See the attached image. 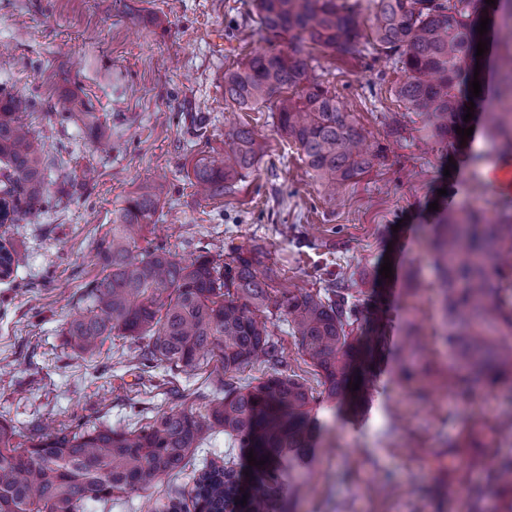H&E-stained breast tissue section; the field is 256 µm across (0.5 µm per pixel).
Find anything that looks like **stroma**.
Returning <instances> with one entry per match:
<instances>
[{"mask_svg":"<svg viewBox=\"0 0 512 512\" xmlns=\"http://www.w3.org/2000/svg\"><path fill=\"white\" fill-rule=\"evenodd\" d=\"M285 46L259 30L252 0H0V85L38 99L27 122L49 133L50 189L65 175L78 182L38 218L0 227L24 257L11 278L0 279V415L20 430L35 418L53 432L81 420L120 428L130 426L131 407L153 414L174 406L171 389L206 390L209 368L142 369L138 345L128 339L106 338L91 358L64 346L67 322L85 312L86 287L101 274L95 248L115 210L158 180L164 231L140 247L159 241L178 259L229 243L255 247L277 289L300 281L320 288L327 273L343 270L382 302L393 344L410 321L427 339L432 362L416 365L411 380L400 379L395 357H385L365 421L330 422L294 512H469L467 488L486 484L493 466L512 460V436L495 429L512 414V379L474 397L449 387L430 241L448 209L491 216L503 207L508 197L495 192L488 174L512 166V150L488 139L477 116L463 143L426 138L424 116L394 94L404 74L393 60L368 44L351 58L308 42L316 74L381 151L341 202L329 204L269 109L243 112L224 101L225 70ZM511 71L512 49L489 32L485 96L498 99ZM71 92L103 116L111 150H97L82 123H59ZM232 125L254 129L259 161L233 193L200 199L192 168L201 158H223ZM393 125L398 134H390ZM386 260L388 278L379 273ZM409 270L419 281L411 291ZM271 329L283 371L316 386L317 371L287 322L273 318ZM473 414L485 422L483 446L471 451L480 463L448 472L435 457L447 455ZM184 484L180 478L121 501L91 502L84 512H151L155 503L179 500Z\"/></svg>","mask_w":512,"mask_h":512,"instance_id":"stroma-1","label":"stroma"}]
</instances>
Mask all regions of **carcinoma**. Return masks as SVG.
I'll use <instances>...</instances> for the list:
<instances>
[{
  "label": "carcinoma",
  "mask_w": 512,
  "mask_h": 512,
  "mask_svg": "<svg viewBox=\"0 0 512 512\" xmlns=\"http://www.w3.org/2000/svg\"><path fill=\"white\" fill-rule=\"evenodd\" d=\"M260 28L287 41V50L257 53L224 72V101L240 111L266 105L277 128L302 152L303 161L330 203L346 185L370 169L377 154L364 149L365 135L323 85L303 43L344 55L359 52L361 38L401 65L404 80L394 93L427 117L434 138L458 136L470 102L480 16L472 0H375L369 33L353 7L340 0H254ZM502 105L482 115L486 137L512 148V84ZM30 99L0 87V226L36 217L46 197L41 141L23 116ZM61 119L80 121L94 143H108L98 113L76 93L64 100ZM231 153L224 164L202 160L194 167L197 193L214 198L234 190L258 161L261 144L243 126L224 131ZM162 185L142 186L124 200L109 234L97 247L103 274L88 284L87 313L73 318L64 344L94 356L106 336L143 344L141 365L164 364L171 372L216 363L212 396L157 412L146 424L126 428L83 422L46 433L34 424L20 432L0 420V512H76L88 501L109 502L146 492L184 474L190 459L223 434L251 466L253 493L241 505L235 462L203 470L191 491L193 512H291L306 492L302 477L319 457L326 417L365 400L373 388L366 358L379 352L384 336H367V307L352 294L344 272L316 290L287 288L270 302L271 276L260 269L259 251L230 246L204 250L190 261L176 259L163 244L138 251L156 227L153 217ZM439 293L451 355L448 382L474 391L512 375V205L481 222L474 210L451 211L435 242ZM19 258L0 244V279L11 278ZM282 316L302 353L319 369L314 392L278 370L254 385L224 376L263 357L282 362L269 327ZM359 389L352 390L353 383ZM484 427L467 422L448 447L451 467L464 472L475 460L463 442ZM512 494V461L488 476Z\"/></svg>",
  "instance_id": "carcinoma-1"
}]
</instances>
